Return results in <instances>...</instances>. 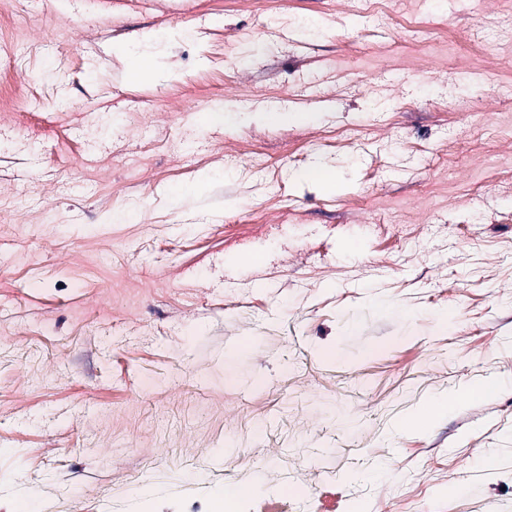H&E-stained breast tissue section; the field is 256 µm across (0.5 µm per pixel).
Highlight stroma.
Here are the masks:
<instances>
[{"label":"stroma","mask_w":512,"mask_h":512,"mask_svg":"<svg viewBox=\"0 0 512 512\" xmlns=\"http://www.w3.org/2000/svg\"><path fill=\"white\" fill-rule=\"evenodd\" d=\"M453 2L0 0V512H512V0ZM499 390L500 383L498 381L474 380L468 382L461 389L450 392L451 399H448V394H441L430 399L426 404L424 413L408 420V423L420 424L438 416L449 415L461 403L489 399L496 395ZM258 488L257 484L254 485H238L233 489L220 488L216 494V511L217 512H238L239 502L246 497L250 492Z\"/></svg>","instance_id":"stroma-1"}]
</instances>
